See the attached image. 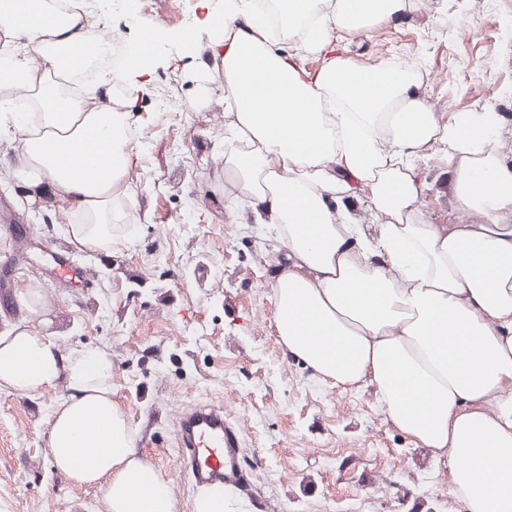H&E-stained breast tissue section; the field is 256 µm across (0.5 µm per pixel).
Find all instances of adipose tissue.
Masks as SVG:
<instances>
[{
	"label": "adipose tissue",
	"mask_w": 512,
	"mask_h": 512,
	"mask_svg": "<svg viewBox=\"0 0 512 512\" xmlns=\"http://www.w3.org/2000/svg\"><path fill=\"white\" fill-rule=\"evenodd\" d=\"M277 0L303 51L354 33L411 0ZM259 0H224L221 58L224 172L241 201L260 202L294 268L274 288L277 332L288 354L337 385L372 386L388 419L450 467V491L467 512H512V166L499 151L500 119L483 107L449 117L411 94L412 72L366 71L347 59L304 77L258 19ZM97 22L69 0H0V125L19 160L14 178L51 193L79 246L110 250L132 162L130 112L106 84L70 93L100 66L74 45L100 43ZM389 134L380 146L379 128ZM95 140L97 155L77 143ZM443 157L453 190L476 224L412 220L424 192L420 162ZM370 191V224L337 203ZM112 360L101 350L62 355L43 334L0 336V387L29 393L65 384L51 423L56 469L102 483L108 512H172L166 482L138 454L112 401ZM97 423L86 438L85 421Z\"/></svg>",
	"instance_id": "adipose-tissue-1"
}]
</instances>
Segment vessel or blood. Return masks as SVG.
Segmentation results:
<instances>
[{
	"mask_svg": "<svg viewBox=\"0 0 512 512\" xmlns=\"http://www.w3.org/2000/svg\"><path fill=\"white\" fill-rule=\"evenodd\" d=\"M0 229L22 236L29 250L35 251L41 246L33 228L14 224L9 209L0 210ZM48 275L52 282L66 287L80 286L85 281L81 268L64 250L54 252ZM175 437L181 465L193 487L221 485L241 498H254L252 477L244 465L242 431L225 419L223 406L200 404L184 409L175 422Z\"/></svg>",
	"mask_w": 512,
	"mask_h": 512,
	"instance_id": "b4317fda",
	"label": "vessel or blood"
}]
</instances>
